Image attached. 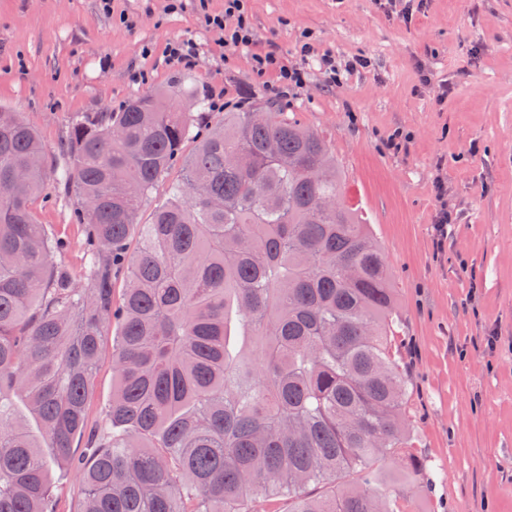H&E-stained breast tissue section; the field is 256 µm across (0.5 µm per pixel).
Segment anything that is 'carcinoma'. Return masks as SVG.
<instances>
[{"label": "carcinoma", "instance_id": "obj_1", "mask_svg": "<svg viewBox=\"0 0 512 512\" xmlns=\"http://www.w3.org/2000/svg\"><path fill=\"white\" fill-rule=\"evenodd\" d=\"M188 94L72 121L60 184L81 200L79 279L69 239L32 209L48 178L41 141L0 110V512H53V461L77 467L79 512H260L276 497L288 512H401L373 464L396 459L412 494L426 465L409 452L383 252L339 203L341 172L317 134L272 104L208 126L176 111ZM115 322L112 402L92 431L89 388ZM180 175V165L177 164L170 171L168 177L157 184L150 196H148L142 203L139 215L140 223H148L155 208L166 201L170 184L180 179Z\"/></svg>", "mask_w": 512, "mask_h": 512}]
</instances>
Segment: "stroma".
Segmentation results:
<instances>
[{
    "label": "stroma",
    "mask_w": 512,
    "mask_h": 512,
    "mask_svg": "<svg viewBox=\"0 0 512 512\" xmlns=\"http://www.w3.org/2000/svg\"><path fill=\"white\" fill-rule=\"evenodd\" d=\"M249 10L258 48L287 64L309 30L318 52L371 65L330 85L310 64L306 86L277 99L275 77L257 75L249 52L225 47L193 6L173 14L168 0H112L106 13L99 0H0V109L37 129L54 175L77 115L117 112L172 85L202 101L238 95L246 109L274 101L316 132L344 174L341 201L369 224L398 291L411 445L428 465L413 512H512V0H427L409 23L377 0H249ZM177 38L196 42L193 66L168 63ZM398 128L409 138L388 149ZM79 204L55 178L33 204L39 223L71 239L65 261L78 275ZM443 206L454 226L439 251ZM111 400L107 334L89 427ZM51 478L55 512H78V472Z\"/></svg>",
    "instance_id": "1"
}]
</instances>
